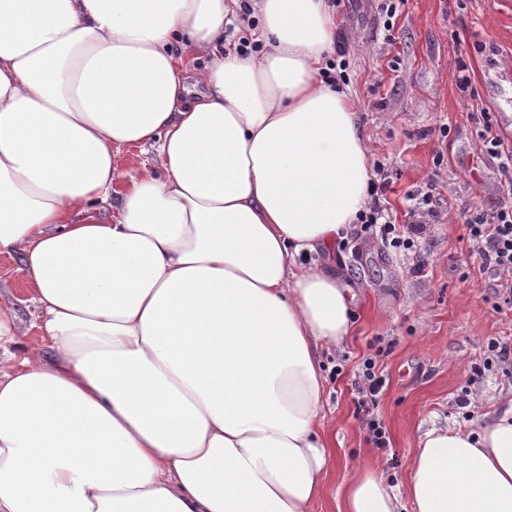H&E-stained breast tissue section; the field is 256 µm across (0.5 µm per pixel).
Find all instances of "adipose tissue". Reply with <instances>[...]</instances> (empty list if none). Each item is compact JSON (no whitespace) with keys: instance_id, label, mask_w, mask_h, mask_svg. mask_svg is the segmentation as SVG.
<instances>
[{"instance_id":"adipose-tissue-1","label":"adipose tissue","mask_w":512,"mask_h":512,"mask_svg":"<svg viewBox=\"0 0 512 512\" xmlns=\"http://www.w3.org/2000/svg\"><path fill=\"white\" fill-rule=\"evenodd\" d=\"M0 0V254L42 310L0 306V512H312L336 465L323 348L373 168L320 73L331 0ZM156 152L126 177L120 151ZM339 512H512V400L426 428L404 482L363 467ZM21 267L18 255H0L1 303H8L14 308L26 333L19 336L18 344L13 348L18 356L39 336L37 326L41 321V310L31 301L32 292L20 272Z\"/></svg>"}]
</instances>
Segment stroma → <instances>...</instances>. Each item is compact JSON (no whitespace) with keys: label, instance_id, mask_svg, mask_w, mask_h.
Listing matches in <instances>:
<instances>
[{"label":"stroma","instance_id":"obj_1","mask_svg":"<svg viewBox=\"0 0 512 512\" xmlns=\"http://www.w3.org/2000/svg\"><path fill=\"white\" fill-rule=\"evenodd\" d=\"M333 4L363 133L373 159L396 175L386 207L407 223L410 194L430 181L450 209L416 252L384 246L356 227L319 258L354 299L347 342L322 354L336 467L314 512H338L334 494L357 468L378 465L406 478L420 429L477 425L493 403L512 395V369L488 347L494 340L512 347V308L501 303L512 276L480 268L464 227L469 214L491 210L501 196L499 161L485 152L481 132L493 122L512 143V12L500 0H394L389 18L379 0ZM387 20L392 30H384ZM460 56L470 66L465 92L457 85ZM442 125L449 128L444 137ZM417 255L424 262L418 271ZM20 268L19 256L0 255V301L14 308L25 331L18 354L38 336L41 317ZM371 354L386 380L374 410L386 432L384 449L369 442L357 411L356 384ZM476 367L483 371L477 379ZM476 395L481 403H473ZM463 399L468 408H460Z\"/></svg>","mask_w":512,"mask_h":512}]
</instances>
